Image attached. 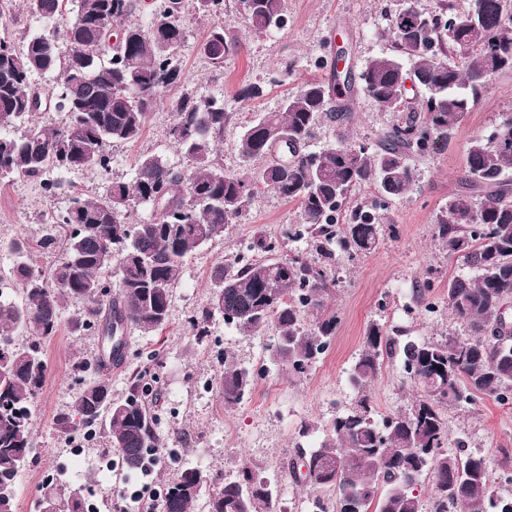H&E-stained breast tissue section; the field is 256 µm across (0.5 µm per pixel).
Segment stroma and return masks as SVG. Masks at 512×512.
I'll list each match as a JSON object with an SVG mask.
<instances>
[{
	"label": "stroma",
	"instance_id": "35a3bbf8",
	"mask_svg": "<svg viewBox=\"0 0 512 512\" xmlns=\"http://www.w3.org/2000/svg\"><path fill=\"white\" fill-rule=\"evenodd\" d=\"M438 3L287 0V27L256 34L249 30L238 0H224V19L234 26L242 48L227 57L223 71L218 72L200 51L212 22L197 16L195 0H183L188 24V38L179 57L183 81L164 92L141 138L112 146L110 174L84 170L67 173L51 199L45 198L39 180L33 178L0 183V239L23 242L36 266L50 268L59 254L40 246L51 231L46 223L50 210L64 209L77 192L88 196L103 193L112 178L131 180L135 159L142 153L158 155L176 168H185L187 161L172 145L168 131L175 119L173 104L186 91L223 97L232 119L224 131L218 158L225 169L256 177L260 162H243L237 153V134L242 127L261 113L277 110L282 98L297 93L306 81L328 79L337 46L346 47L347 66L355 75L368 59L394 53L390 17L409 4L420 12L432 13ZM251 83L263 86V95L239 102L238 91ZM350 106V141L372 149L401 118L400 113L381 107L361 91L351 98ZM510 116L512 71H507L481 92L445 148L415 158L418 182L402 197L388 201L383 211L385 223L394 225V232L384 233L370 254L353 259L341 255L332 266L333 305L340 325L328 353L306 374L292 379L281 370L269 369L247 399L225 407L214 384L219 365L213 351L230 352L249 369L267 366L277 332L269 327L245 335L217 316L209 324L208 336L201 339L188 323L189 316L207 304L212 276L229 256L257 235L277 238L286 225L296 223L298 203L260 184L248 208L237 223L227 226L223 238L186 258L173 290L168 324L149 334L127 332L125 363L107 375L113 399L126 398L134 376L147 373L153 385L146 400L157 418L165 448L185 449L188 463L213 476L232 477L247 464H261L265 475L278 484L279 498L273 512H299L313 490L296 483L286 465L300 449L318 444L323 426L336 412L354 405L357 393L350 384L349 369L368 326L378 323L390 335L426 341L466 336L465 326L442 298V287L449 276L466 273L467 267L449 257L435 234V219L449 199L463 189L468 143L488 137ZM430 270L435 281L429 298L436 309L427 315L416 310L414 290ZM99 350L98 337L72 336L64 329L46 343L48 370L35 407L36 455L16 485L18 512H27L38 499L44 472L57 467L69 444L68 438L55 432L53 419L71 403V367L78 358H95ZM369 394L375 415H392L407 407L412 390L398 360L385 361ZM447 421L450 438L463 440L470 452L483 458L499 489L511 488L506 477L512 473V405L483 396L475 404L448 411ZM76 480L88 484L92 495L103 503L129 484L145 485L153 492L158 489L156 475L127 474L87 463L78 468Z\"/></svg>",
	"mask_w": 512,
	"mask_h": 512
}]
</instances>
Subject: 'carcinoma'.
I'll list each match as a JSON object with an SVG mask.
<instances>
[{
  "label": "carcinoma",
  "instance_id": "1",
  "mask_svg": "<svg viewBox=\"0 0 512 512\" xmlns=\"http://www.w3.org/2000/svg\"><path fill=\"white\" fill-rule=\"evenodd\" d=\"M26 9L47 22L18 47L0 37V127L29 122L19 138L0 136V181L41 178L46 197L58 188L50 174L82 169L109 171L107 146L138 140L163 90L183 81L176 55L187 40L182 0H161L148 21L133 18L134 0H26ZM200 16H224V0H196ZM455 19L448 29V18ZM263 34L287 24L285 0H257L246 16ZM396 54L367 60L361 88L380 106L396 111L408 75L425 90L423 103L383 133L377 149L355 152L343 136L309 151L313 130L325 118L341 129L351 120L354 92L350 71L326 82H306L237 136L245 161L261 160L259 181L300 205V222L283 238L308 240L322 257L316 267L296 256L279 255L277 239L258 237L237 251L213 276L206 306L189 316L195 335H208L219 315L245 333L269 326L277 331L269 362L288 376L308 372L328 350L340 319L329 301V270L340 250L355 258L379 245L384 231L379 208L358 206L347 223L338 216L352 189L375 185L382 200L408 192L418 179L411 160L448 141L496 75L512 70V14L506 0H470L462 13L441 0L439 11L423 14L411 6L389 20ZM68 44L61 53L59 39ZM224 23L213 25L200 50L217 71L239 49ZM461 63L448 61V54ZM410 69L404 68V62ZM35 75H51L54 109L66 115L61 127L32 121ZM169 136L187 158L185 169L143 154L130 181L114 180L98 196L81 193L51 223L65 232L62 256L45 272L17 240L0 241L17 259L12 277L21 301L0 299V512H17L15 480L35 453V402L47 371L44 346L67 327L73 336L97 333L110 342L134 327L155 331L169 320L175 282L186 257L224 235L248 207L252 181L224 170L215 157L231 115L224 97L199 98L185 92L175 103ZM512 117L466 149L465 190L448 200L435 220L449 255L474 271L444 284L448 309L467 325L469 336L441 341L387 335L378 323L367 329L349 372L357 391L354 406L325 425L321 443L300 455L307 480L334 492V503L317 496L315 512H423L418 479L432 478L431 512H512V494L491 483L483 458L448 454L443 410L473 404L481 395L512 402V326L503 318L512 303ZM138 207L152 216L128 222ZM269 254L255 259V252ZM313 323L305 328L302 316ZM126 345L95 362L73 366L72 406L57 413L55 431L65 437L96 430L103 408L110 447L125 466L142 470L149 449L162 447L155 417L135 383L123 400L112 399L105 370L124 360ZM397 359L420 395L407 408L374 416L367 389L384 360ZM257 375L224 353L216 384L224 406L240 404ZM208 512H270L274 488L254 464L239 477H209L185 466L164 483L161 512H191L201 495ZM87 512L80 485L49 482L40 501Z\"/></svg>",
  "mask_w": 512,
  "mask_h": 512
}]
</instances>
